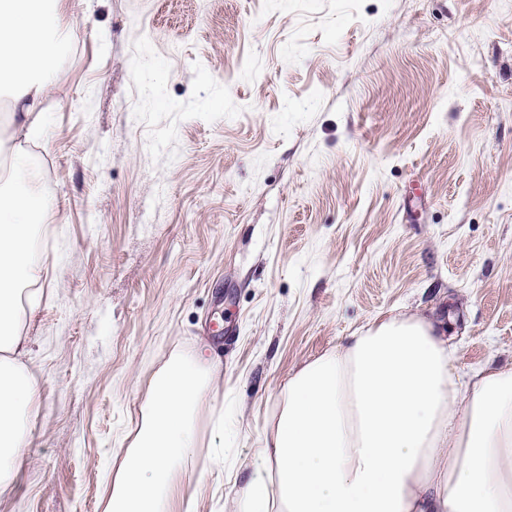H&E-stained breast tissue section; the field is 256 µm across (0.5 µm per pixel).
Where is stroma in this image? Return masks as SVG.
<instances>
[{"label":"stroma","mask_w":512,"mask_h":512,"mask_svg":"<svg viewBox=\"0 0 512 512\" xmlns=\"http://www.w3.org/2000/svg\"><path fill=\"white\" fill-rule=\"evenodd\" d=\"M69 12L0 512H104L151 380L203 347L222 368L169 512H234L289 373L377 318L447 323L458 375L512 367V0Z\"/></svg>","instance_id":"obj_1"}]
</instances>
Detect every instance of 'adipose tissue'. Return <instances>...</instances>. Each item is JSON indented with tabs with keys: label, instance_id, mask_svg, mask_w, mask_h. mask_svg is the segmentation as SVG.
Here are the masks:
<instances>
[{
	"label": "adipose tissue",
	"instance_id": "obj_1",
	"mask_svg": "<svg viewBox=\"0 0 512 512\" xmlns=\"http://www.w3.org/2000/svg\"><path fill=\"white\" fill-rule=\"evenodd\" d=\"M66 0H0V95L11 107L12 165L44 133L43 102L68 45ZM46 203L14 180L0 200V490L18 470L34 377L22 308L43 271L33 230ZM440 324L388 316L303 363L236 512H512V368L459 379ZM220 361L173 360L154 376L139 428L118 464L105 512H163L175 466L197 446L195 413Z\"/></svg>",
	"mask_w": 512,
	"mask_h": 512
}]
</instances>
